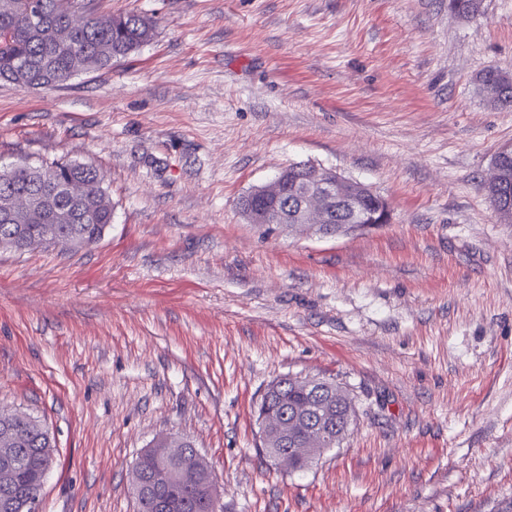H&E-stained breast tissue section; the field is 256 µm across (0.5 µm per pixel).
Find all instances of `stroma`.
<instances>
[{
    "mask_svg": "<svg viewBox=\"0 0 512 512\" xmlns=\"http://www.w3.org/2000/svg\"><path fill=\"white\" fill-rule=\"evenodd\" d=\"M156 22L111 67L0 81V164H95L94 245L0 249V412L56 443L39 512H137L131 470L195 442L223 512H512V223L485 190L512 104V0H97ZM305 164L381 195L331 236L239 202ZM355 418L309 468L264 457L254 406L286 375ZM478 89L488 103L498 105L512 102V73L498 66H490L476 78Z\"/></svg>",
    "mask_w": 512,
    "mask_h": 512,
    "instance_id": "obj_1",
    "label": "stroma"
}]
</instances>
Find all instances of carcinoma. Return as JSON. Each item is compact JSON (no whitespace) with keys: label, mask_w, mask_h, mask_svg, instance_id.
<instances>
[{"label":"carcinoma","mask_w":512,"mask_h":512,"mask_svg":"<svg viewBox=\"0 0 512 512\" xmlns=\"http://www.w3.org/2000/svg\"><path fill=\"white\" fill-rule=\"evenodd\" d=\"M71 0H0V80L21 87L52 89L88 70L109 67L137 51L152 38V19L135 13L112 16L106 20L88 19L83 25L71 27L66 22ZM449 8L460 16L479 12L481 0H448ZM44 13L48 26L34 33L27 25L30 13ZM478 89L488 103L498 105L512 102V72L490 66L476 78ZM101 176L96 166L72 160H53L40 164L22 165L5 171L0 169V205L14 195H29L51 184H81L88 192L94 211V223H69L66 211L59 209L51 224L59 225L60 232L75 233L86 245L99 241L106 226L112 223V205L105 188L99 187ZM47 225L28 222L22 234L28 241L26 249L44 246ZM311 416L329 411L353 421L355 410L345 392L333 381L319 380L315 390L306 391L292 385L273 382L257 404V421L262 425L273 421L286 430H297L306 436V424L292 423L293 417L281 416L294 410ZM11 420L0 417V448L19 449L24 464L12 475L17 486L41 490L47 473L42 471V459L54 461V446L48 430L34 417L25 421L21 438H15ZM167 447V439L160 438L139 458L141 477L155 480V486L164 493L182 485L180 471L164 465L156 456V449Z\"/></svg>","instance_id":"cac0c4a2"}]
</instances>
